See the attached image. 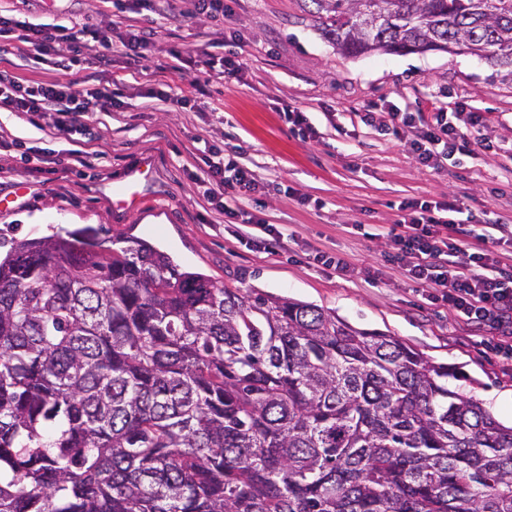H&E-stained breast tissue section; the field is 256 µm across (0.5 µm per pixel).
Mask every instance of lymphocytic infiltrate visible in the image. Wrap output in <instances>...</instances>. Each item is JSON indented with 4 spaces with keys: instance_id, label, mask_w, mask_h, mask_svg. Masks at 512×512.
I'll return each mask as SVG.
<instances>
[{
    "instance_id": "obj_1",
    "label": "lymphocytic infiltrate",
    "mask_w": 512,
    "mask_h": 512,
    "mask_svg": "<svg viewBox=\"0 0 512 512\" xmlns=\"http://www.w3.org/2000/svg\"><path fill=\"white\" fill-rule=\"evenodd\" d=\"M19 43L36 59L52 65L56 74L29 83L0 75V112L26 118L50 116L43 131L52 138L72 129L87 113H111L123 107L109 90L74 89L66 73L78 55L103 47L133 60L144 59L152 48V33L114 21L108 14L96 27L75 29L21 21L0 10V53ZM388 116L394 135L411 133L410 150L415 161L426 168L445 166L455 155L486 145L480 134L485 118L466 112L461 103L451 109L435 107L423 121L414 113L394 108ZM460 117L465 120L461 126L456 123ZM192 178L203 185L204 198L228 223H236L242 216L256 223V216L246 215L241 206L242 200L261 187L253 169L224 158L220 148L213 146ZM409 208L405 231L393 237L391 262L417 287L437 289L440 299L458 316L489 324L502 339H512V272L502 267L495 250L502 242L499 225L460 227L446 237L441 227L446 215L456 212V197L444 202H413Z\"/></svg>"
}]
</instances>
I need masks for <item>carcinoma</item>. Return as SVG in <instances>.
Wrapping results in <instances>:
<instances>
[{
	"label": "carcinoma",
	"mask_w": 512,
	"mask_h": 512,
	"mask_svg": "<svg viewBox=\"0 0 512 512\" xmlns=\"http://www.w3.org/2000/svg\"><path fill=\"white\" fill-rule=\"evenodd\" d=\"M296 4L348 57L512 68V0ZM97 246L0 236V512H512V426L448 365L145 239Z\"/></svg>",
	"instance_id": "1"
}]
</instances>
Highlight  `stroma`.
Listing matches in <instances>:
<instances>
[{
  "label": "stroma",
  "mask_w": 512,
  "mask_h": 512,
  "mask_svg": "<svg viewBox=\"0 0 512 512\" xmlns=\"http://www.w3.org/2000/svg\"><path fill=\"white\" fill-rule=\"evenodd\" d=\"M32 23L98 24L109 0H0ZM148 58L113 54L108 64L78 62L67 73L75 89L105 85L119 92L122 111L94 112L76 129L45 137L29 120L0 113L16 139L0 162V228L32 238L91 226L102 238L140 237L183 270L201 272L226 288H257L334 312L352 325L402 340L447 364L451 384L512 424V354L489 330L467 323L447 303L424 299L391 266L388 235L403 202L443 201L456 195V224H493L512 212V73L464 53L406 55L336 53L300 12L295 0H232L217 20L183 18L155 25ZM219 59L238 53L240 76L172 70L171 50ZM166 69L173 93L191 101L182 112L145 109L140 96L154 72ZM305 112L311 131L286 123L276 105ZM465 103L487 116L490 145L439 170L420 167L407 138L384 133L385 107L430 112ZM103 136L106 158L50 172L32 150L67 153ZM240 150L265 192L253 213L287 229L291 250L260 253L241 240L204 200L189 173L206 145ZM151 176L137 179L142 165ZM137 179L138 197L112 205V191ZM320 250L345 258L352 277L309 262Z\"/></svg>",
  "instance_id": "obj_1"
}]
</instances>
